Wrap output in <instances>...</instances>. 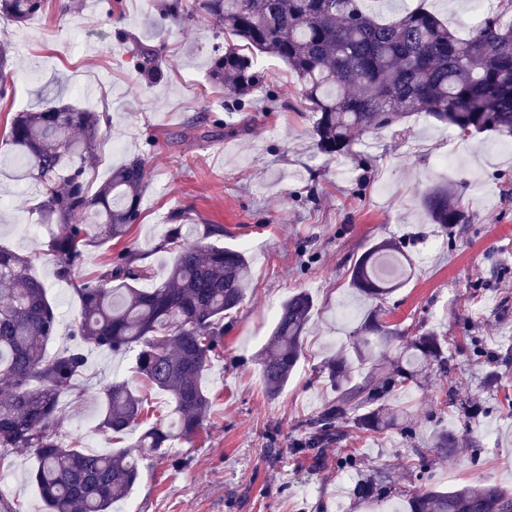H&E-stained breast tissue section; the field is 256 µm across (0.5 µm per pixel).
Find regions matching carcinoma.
Returning <instances> with one entry per match:
<instances>
[{"instance_id":"carcinoma-1","label":"carcinoma","mask_w":512,"mask_h":512,"mask_svg":"<svg viewBox=\"0 0 512 512\" xmlns=\"http://www.w3.org/2000/svg\"><path fill=\"white\" fill-rule=\"evenodd\" d=\"M47 2L0 0V18L23 24L44 13ZM161 11L176 22L186 23L197 12L213 20L225 46L210 57L208 76L238 110L263 84L254 55L281 60L297 77L304 109L317 114L314 146L324 156L347 154L354 132L376 134L415 112L462 135L489 130L512 139V0H494L465 37L424 8L383 21L366 11L364 0H195L191 11L182 0H167ZM160 58L158 49L140 46L135 68L146 83L164 78ZM108 124L102 112L60 102L17 112L10 124L11 158L38 185L32 211L50 226L45 247L62 280L76 276L94 240L119 241L141 219V159L112 169L95 189L88 178ZM421 205L444 232L466 220L446 187L429 190ZM181 228H171L163 241L177 250L164 282L137 287L153 276L129 249L79 280L75 344L53 353L48 344L57 314L47 287L30 272V257L0 246V449H33L31 479L47 512H112V504L138 481L143 460L205 426L211 400L201 378L220 348L224 319L247 294L248 259L241 250L208 241L224 236L220 224L206 225L195 244L181 241ZM384 262L403 276L410 269L402 247L381 241L351 270L352 286L374 305L362 319L354 358L338 352L320 370L336 398L300 447L316 460L341 420L359 430L396 426L412 435L406 411L389 413L383 401L420 386L432 370L448 373L446 342L436 331L423 330L404 342L382 321L378 302L398 287L381 274ZM313 307L312 297L298 292L277 311L260 354L270 396L288 383L300 359ZM89 346L136 352L138 379L169 395L173 421L157 417L133 446L105 454L62 441L55 430L58 400L76 389ZM145 402L129 383L107 382L100 389L99 428L110 436L127 433L141 425ZM432 442L439 454L456 449V437L446 429ZM359 494L391 499L404 492L370 481ZM408 505L409 512H505L512 507V489L482 484L430 490L409 497Z\"/></svg>"}]
</instances>
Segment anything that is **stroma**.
<instances>
[{"mask_svg":"<svg viewBox=\"0 0 512 512\" xmlns=\"http://www.w3.org/2000/svg\"><path fill=\"white\" fill-rule=\"evenodd\" d=\"M161 0H49L44 15L15 24L0 19V42L11 60L12 95L0 101V153L14 113L46 102L72 103L108 114L110 135L89 172L92 184L133 157L144 160L142 217L119 242L90 246L82 274L107 257L135 249L163 280L173 261L162 248L173 223L185 241L205 225L224 227L222 244L244 249L252 286L203 376L210 420L190 439H179L141 466L126 499L112 512H406L405 497L366 503L354 492L359 479L377 476L409 493L452 490L474 483L512 488V145L485 132L453 139L452 129L420 112L378 134H353L351 152L335 160L317 153L315 118L304 111L299 85L279 59L262 55L265 86L243 111L228 112L223 93L207 79L216 44L209 21L161 23ZM459 32L475 16L469 0H379L381 19L418 4ZM163 45L165 79L155 86L136 75L137 42ZM456 150L454 167H435L436 155ZM452 188L468 219L448 233L431 224L420 205L432 187ZM33 182L13 163L0 164V245L32 259L58 315L50 350L73 343L79 311L75 285L58 280L43 243L32 232ZM402 241L412 273L382 300L383 319L404 337L433 329L448 339L447 374L431 373L421 386L390 398L412 414L411 434L348 429L329 443L322 463L300 454L305 423L335 393L319 370L327 355L350 349L368 307L350 282L360 256L376 243ZM304 290L314 307L303 334L301 359L287 386L267 397L258 354L274 326V306ZM134 354L92 349L82 386L58 402L57 431L65 442L99 453L112 443L99 429L101 382H135ZM471 401L462 417L449 392ZM444 427L458 437L454 454L433 457L420 471L417 449ZM355 456V468L337 461ZM32 449L9 451L1 488L21 512H44Z\"/></svg>","mask_w":512,"mask_h":512,"instance_id":"35a3bbf8","label":"stroma"}]
</instances>
